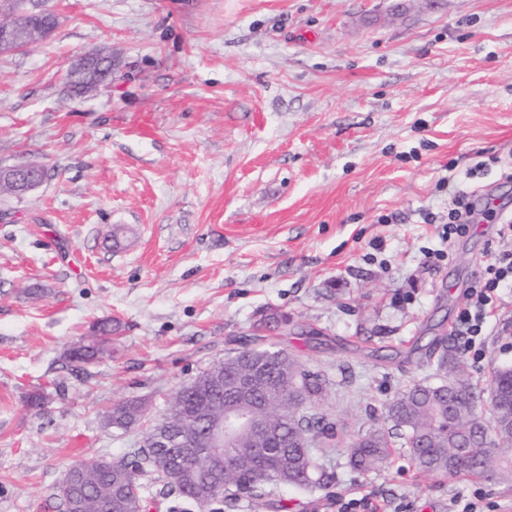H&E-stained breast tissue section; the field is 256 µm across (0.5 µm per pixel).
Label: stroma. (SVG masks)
<instances>
[{"instance_id": "stroma-1", "label": "stroma", "mask_w": 512, "mask_h": 512, "mask_svg": "<svg viewBox=\"0 0 512 512\" xmlns=\"http://www.w3.org/2000/svg\"><path fill=\"white\" fill-rule=\"evenodd\" d=\"M57 25L0 54V164L43 184L0 195V512H55L75 462L119 461L144 429L107 427L119 401L167 397L255 334L331 380L314 411L380 422L449 334L495 247L491 225L442 238L462 183L512 212V0H39ZM112 54V81L65 92L74 59ZM439 259L425 262V253ZM100 321L109 351L66 352ZM487 386L512 366V289ZM44 393L46 404L28 405ZM327 490L268 491L261 512H448L512 486L416 477L403 441L376 473L333 460ZM473 499L465 498V495L455 496L448 505V512H496L500 511V505L488 504L486 507L488 510H479L480 502L483 501V496L480 492H473Z\"/></svg>"}]
</instances>
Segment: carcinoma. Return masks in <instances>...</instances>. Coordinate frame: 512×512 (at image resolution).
<instances>
[{
  "instance_id": "1",
  "label": "carcinoma",
  "mask_w": 512,
  "mask_h": 512,
  "mask_svg": "<svg viewBox=\"0 0 512 512\" xmlns=\"http://www.w3.org/2000/svg\"><path fill=\"white\" fill-rule=\"evenodd\" d=\"M107 79L91 65L85 80L70 85L68 95L80 97L87 84ZM110 336L112 323L95 325L92 339L83 338L69 348L68 361L82 366L95 360L105 353ZM430 354L437 355L436 371L445 377L406 386L386 405L382 424L358 429L347 442L344 427L306 411L324 398L330 380L257 334L251 345L225 355L179 388L158 425L145 435L164 441L168 453L187 449V476L136 448L116 464H75L65 478L77 485L79 512H150L151 486L166 479L169 512H189L191 506L198 512H224L243 499L257 506L269 488H329L336 481L330 460L338 451L355 470L380 471L392 454V435L399 431L420 476L465 474L512 482V367L494 370L486 390L471 381L464 362L442 339L433 341ZM256 368L262 381L251 404L272 429L260 449L253 429H238L231 447L224 450L236 461L224 466L217 479L212 476L214 459L205 429L243 407L228 379L237 371ZM486 398L491 405L489 426L479 413ZM144 412L145 404L132 400L114 405L106 418L112 427L126 431Z\"/></svg>"
}]
</instances>
